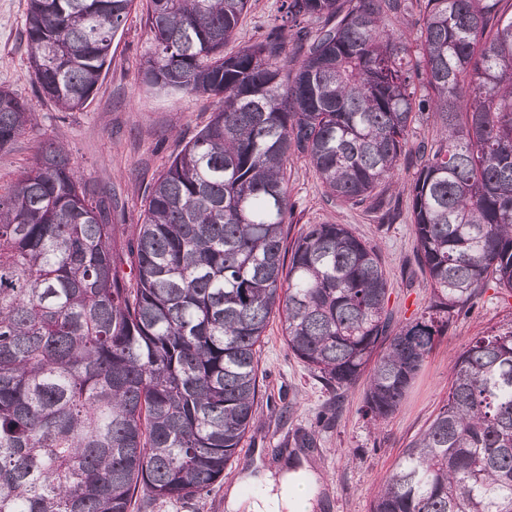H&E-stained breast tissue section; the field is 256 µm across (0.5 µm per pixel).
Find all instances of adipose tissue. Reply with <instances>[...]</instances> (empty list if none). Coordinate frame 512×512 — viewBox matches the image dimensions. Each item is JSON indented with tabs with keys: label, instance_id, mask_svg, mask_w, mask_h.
<instances>
[{
	"label": "adipose tissue",
	"instance_id": "adipose-tissue-1",
	"mask_svg": "<svg viewBox=\"0 0 512 512\" xmlns=\"http://www.w3.org/2000/svg\"><path fill=\"white\" fill-rule=\"evenodd\" d=\"M316 484V475L308 469L286 471L266 477L263 493L250 503H242L237 493H230L227 508L229 512L242 507L247 512H310L307 496Z\"/></svg>",
	"mask_w": 512,
	"mask_h": 512
}]
</instances>
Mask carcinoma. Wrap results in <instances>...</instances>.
Returning a JSON list of instances; mask_svg holds the SVG:
<instances>
[{
  "label": "carcinoma",
  "mask_w": 512,
  "mask_h": 512,
  "mask_svg": "<svg viewBox=\"0 0 512 512\" xmlns=\"http://www.w3.org/2000/svg\"><path fill=\"white\" fill-rule=\"evenodd\" d=\"M249 2L145 0L142 83L217 108L126 242L61 144L0 195V512H130L140 489L184 500L223 479L257 419L275 312L328 385L368 374L364 412L381 421L480 288L512 295V0H282L280 23L226 54ZM134 6L28 0L39 92L83 108ZM415 7L409 43L388 19ZM425 115L437 139L407 190L432 293L398 323L351 227L288 239L285 169L302 157L329 197L393 221L384 191ZM35 119L0 87V151ZM372 512H512V326L454 359Z\"/></svg>",
  "instance_id": "cac0c4a2"
}]
</instances>
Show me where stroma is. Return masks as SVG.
<instances>
[{
  "label": "stroma",
  "mask_w": 512,
  "mask_h": 512,
  "mask_svg": "<svg viewBox=\"0 0 512 512\" xmlns=\"http://www.w3.org/2000/svg\"><path fill=\"white\" fill-rule=\"evenodd\" d=\"M281 0H250L235 40L237 51L261 38L279 14ZM27 0H0V86L32 106L36 120L0 152V194L33 165L47 140L66 146L81 177L112 200L119 228L131 229L144 209V191L175 154L208 121L213 105L185 94L148 90L140 66L154 49L142 9L131 11L112 42V64L89 103L64 112L38 92L23 38ZM292 212L285 226L346 224L375 247L390 284L396 320L421 314L431 287L416 261V238L406 218L381 223L365 206L328 197L309 163H287ZM512 323V298L495 284L480 289L469 311L456 314L440 336L399 410L374 421L362 410L366 386L338 393L313 375L288 348L278 317H271L259 349L258 420L247 433L222 480L187 500H155L138 493L134 512H228L231 489L271 472L307 466L319 482L314 512H371L373 500L408 444L428 425L448 393V365L477 336Z\"/></svg>",
  "instance_id": "1"
}]
</instances>
